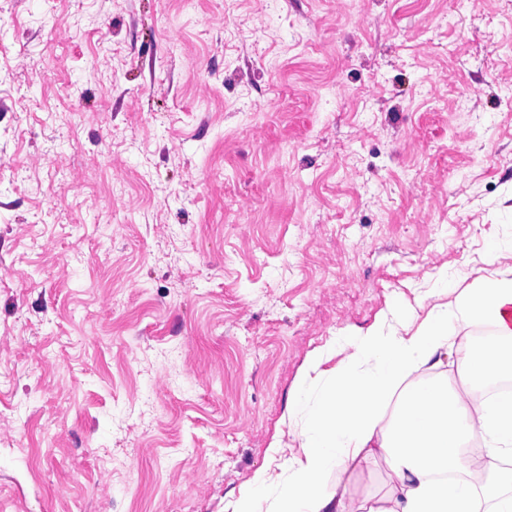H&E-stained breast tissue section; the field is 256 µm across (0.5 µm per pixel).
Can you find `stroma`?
I'll return each mask as SVG.
<instances>
[{
  "mask_svg": "<svg viewBox=\"0 0 512 512\" xmlns=\"http://www.w3.org/2000/svg\"><path fill=\"white\" fill-rule=\"evenodd\" d=\"M509 208L506 0H0V512H224Z\"/></svg>",
  "mask_w": 512,
  "mask_h": 512,
  "instance_id": "stroma-1",
  "label": "stroma"
}]
</instances>
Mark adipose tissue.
Wrapping results in <instances>:
<instances>
[{"label": "adipose tissue", "mask_w": 512, "mask_h": 512, "mask_svg": "<svg viewBox=\"0 0 512 512\" xmlns=\"http://www.w3.org/2000/svg\"><path fill=\"white\" fill-rule=\"evenodd\" d=\"M486 263L312 351L226 512H512V235ZM378 462L382 488L355 500Z\"/></svg>", "instance_id": "adipose-tissue-1"}]
</instances>
